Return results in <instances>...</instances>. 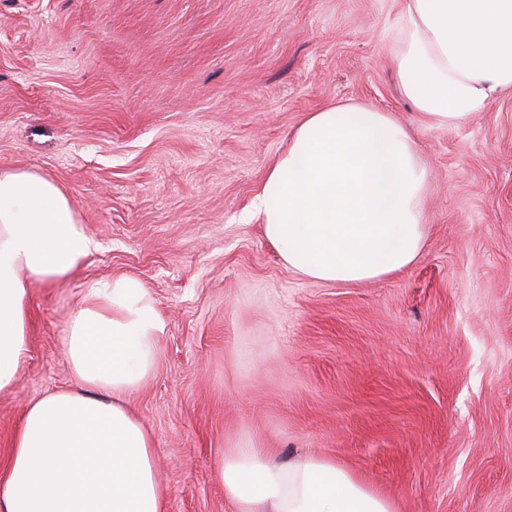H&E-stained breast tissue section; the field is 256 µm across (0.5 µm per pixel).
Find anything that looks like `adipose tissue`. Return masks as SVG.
<instances>
[{"label":"adipose tissue","instance_id":"adipose-tissue-1","mask_svg":"<svg viewBox=\"0 0 512 512\" xmlns=\"http://www.w3.org/2000/svg\"><path fill=\"white\" fill-rule=\"evenodd\" d=\"M398 84L428 124L455 128L512 90V0H404ZM430 169L391 113L340 103L309 113L251 209L284 264L318 282L360 283L411 266L427 232ZM97 247L52 178L0 169V392L27 359L31 283L76 275ZM165 329L146 286L89 285L66 330L80 383L25 411L0 479V512H162L155 446L125 397L153 371ZM233 512H392L334 461L240 448L220 465Z\"/></svg>","mask_w":512,"mask_h":512}]
</instances>
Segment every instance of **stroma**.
<instances>
[{"label": "stroma", "mask_w": 512, "mask_h": 512, "mask_svg": "<svg viewBox=\"0 0 512 512\" xmlns=\"http://www.w3.org/2000/svg\"><path fill=\"white\" fill-rule=\"evenodd\" d=\"M402 0H0V168L54 179L99 244L28 295L0 393V473L24 410L78 388L89 283L141 280L165 321L127 397L165 512H229L245 447L332 459L394 512H512V92L421 121L391 52ZM351 102L412 129L431 170L421 256L315 282L249 216L307 113Z\"/></svg>", "instance_id": "1"}]
</instances>
